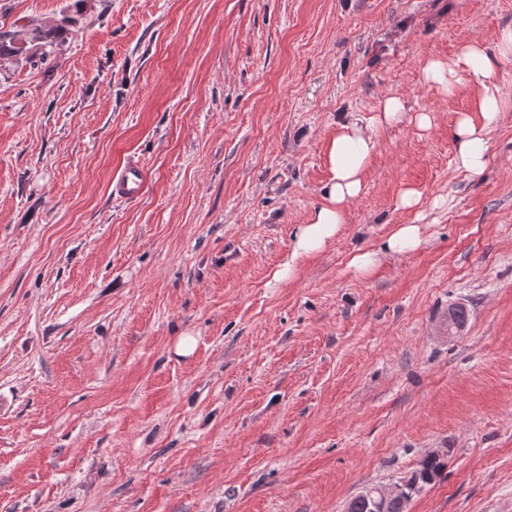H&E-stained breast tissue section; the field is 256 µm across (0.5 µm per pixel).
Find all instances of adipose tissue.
<instances>
[{"instance_id": "adipose-tissue-1", "label": "adipose tissue", "mask_w": 512, "mask_h": 512, "mask_svg": "<svg viewBox=\"0 0 512 512\" xmlns=\"http://www.w3.org/2000/svg\"><path fill=\"white\" fill-rule=\"evenodd\" d=\"M512 57V29L503 30L495 51L477 43L466 46L462 61L476 78L482 94L477 115L461 113L453 130L457 168L481 174L489 161V134L500 118L501 88L494 78L497 64ZM378 141L368 126L358 121L340 125L327 149L329 178L323 188V202L297 225L291 248L274 271L272 279L281 283L294 276L299 260L324 254L342 233L350 204L364 188V175Z\"/></svg>"}]
</instances>
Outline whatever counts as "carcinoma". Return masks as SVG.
<instances>
[{
	"label": "carcinoma",
	"mask_w": 512,
	"mask_h": 512,
	"mask_svg": "<svg viewBox=\"0 0 512 512\" xmlns=\"http://www.w3.org/2000/svg\"><path fill=\"white\" fill-rule=\"evenodd\" d=\"M85 3L86 0H73L53 23L29 19L24 24L22 37L10 31H0V64L17 65L25 62L36 66L50 63L63 50L70 27L76 24ZM445 469L444 461L425 459L419 468L421 484H432Z\"/></svg>",
	"instance_id": "carcinoma-1"
}]
</instances>
